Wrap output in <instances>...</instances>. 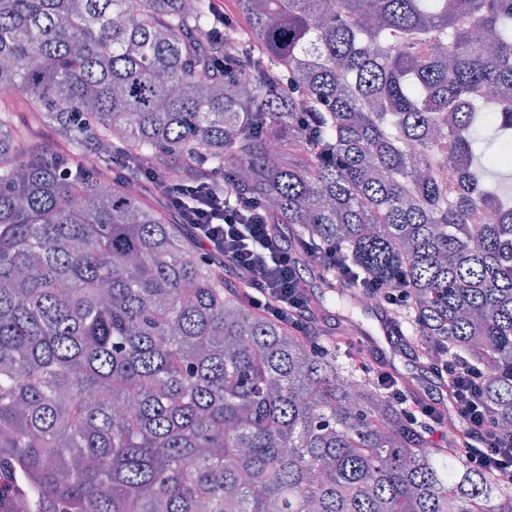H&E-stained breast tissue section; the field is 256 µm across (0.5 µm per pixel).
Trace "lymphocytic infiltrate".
Masks as SVG:
<instances>
[{
	"instance_id": "lymphocytic-infiltrate-1",
	"label": "lymphocytic infiltrate",
	"mask_w": 512,
	"mask_h": 512,
	"mask_svg": "<svg viewBox=\"0 0 512 512\" xmlns=\"http://www.w3.org/2000/svg\"><path fill=\"white\" fill-rule=\"evenodd\" d=\"M215 183L212 173L203 168L189 169L175 182L151 170L144 174L145 189L161 192L205 256L223 262L233 279L247 284L252 307L290 323L301 335H311L321 316L299 276L302 264L332 269L348 284L357 283V276L341 261L337 249L286 237L268 224L262 203L243 198L229 203L227 192L218 191ZM424 363L436 384L413 399L390 373L379 377L403 418L426 425L436 440L445 438L448 420H455L461 436L458 451L472 470L492 477L512 475V434L496 427L485 406L483 373L445 359Z\"/></svg>"
}]
</instances>
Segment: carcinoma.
Instances as JSON below:
<instances>
[{
  "instance_id": "carcinoma-1",
  "label": "carcinoma",
  "mask_w": 512,
  "mask_h": 512,
  "mask_svg": "<svg viewBox=\"0 0 512 512\" xmlns=\"http://www.w3.org/2000/svg\"><path fill=\"white\" fill-rule=\"evenodd\" d=\"M238 3L247 31L222 29L216 0H0V495L34 512H512V484L339 360L348 337L250 307L139 185L203 166L230 203L340 249L354 287L405 283L404 330L484 370L511 433L512 197L491 178L512 180V0Z\"/></svg>"
}]
</instances>
